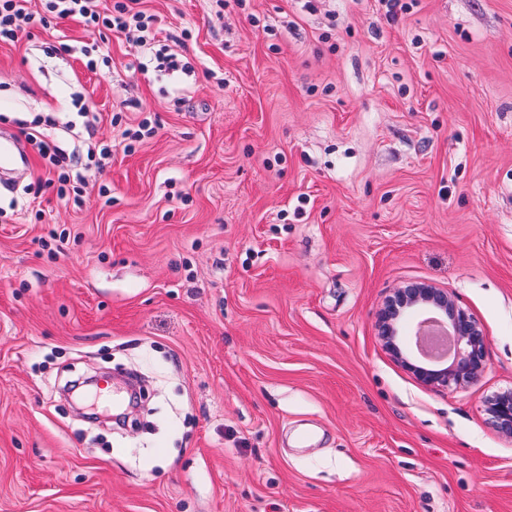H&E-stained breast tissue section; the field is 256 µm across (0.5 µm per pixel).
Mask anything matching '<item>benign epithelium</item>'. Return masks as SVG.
I'll use <instances>...</instances> for the list:
<instances>
[{"instance_id": "7a95c632", "label": "benign epithelium", "mask_w": 512, "mask_h": 512, "mask_svg": "<svg viewBox=\"0 0 512 512\" xmlns=\"http://www.w3.org/2000/svg\"><path fill=\"white\" fill-rule=\"evenodd\" d=\"M411 321L415 329L413 349L403 336L404 326ZM433 325L445 329L452 339L446 358L432 357L425 348ZM377 328L384 347L394 359L426 386L465 385L483 368L486 334L445 289L426 283L397 289L380 310ZM484 411L495 430L512 439V388L488 396Z\"/></svg>"}]
</instances>
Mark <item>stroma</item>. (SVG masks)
<instances>
[{
  "mask_svg": "<svg viewBox=\"0 0 512 512\" xmlns=\"http://www.w3.org/2000/svg\"><path fill=\"white\" fill-rule=\"evenodd\" d=\"M406 3L135 0L168 72L29 0L0 133L112 161L0 183V512H512V0ZM412 283L484 329L470 384L384 349ZM32 123H34V126L29 127L30 131L26 132L27 141L37 148L38 154L45 162L46 167L49 168V172L51 169L59 170L57 177L58 195L70 199L72 191L74 194L72 200L74 204H78L77 185L83 181V175L79 168L80 154L75 150L68 154L59 145L47 141L45 135L37 129L40 124H43L40 117L33 120ZM484 411L495 430L512 439V388L488 396L484 401Z\"/></svg>",
  "mask_w": 512,
  "mask_h": 512,
  "instance_id": "35a3bbf8",
  "label": "stroma"
}]
</instances>
